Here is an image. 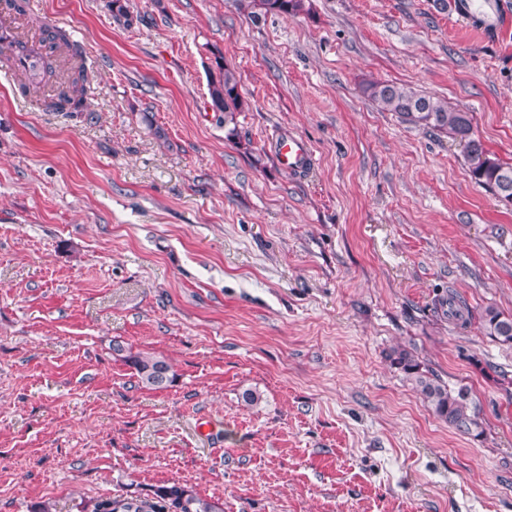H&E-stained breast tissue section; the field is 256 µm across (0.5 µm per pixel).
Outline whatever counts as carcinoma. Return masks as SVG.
<instances>
[{
    "label": "carcinoma",
    "mask_w": 512,
    "mask_h": 512,
    "mask_svg": "<svg viewBox=\"0 0 512 512\" xmlns=\"http://www.w3.org/2000/svg\"><path fill=\"white\" fill-rule=\"evenodd\" d=\"M237 7L255 18L261 14L295 16L311 11L310 0H237ZM87 81L81 55L74 49L65 74L56 87V97L36 99L34 103L48 112H81ZM362 91L379 110L395 113L402 122L446 134L462 148L475 182L498 195L500 170L512 173V165L501 162L483 143L475 141L470 113L450 108L446 100L423 95L408 85L369 81ZM209 94L213 109L224 113L226 123L233 120L234 113L244 111L247 106L240 93L236 73L224 65L219 66V75L210 80ZM479 325L484 335L512 346L511 313L488 306L479 316ZM389 359L439 418L460 431L481 435L478 416L469 413L467 388H449L404 346L393 348ZM125 361L135 371L138 383L146 388H161L170 381L171 366L162 356L130 353L125 356ZM94 512H224V504L200 498L187 487L173 483L158 488L151 498L102 499L96 503Z\"/></svg>",
    "instance_id": "1"
}]
</instances>
